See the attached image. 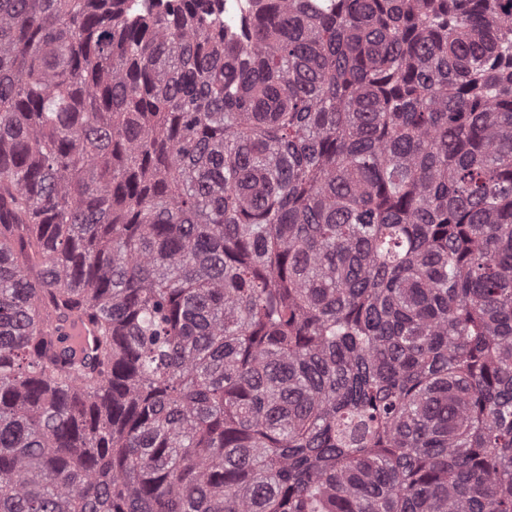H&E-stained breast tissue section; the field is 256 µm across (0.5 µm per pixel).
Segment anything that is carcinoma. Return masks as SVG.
I'll return each instance as SVG.
<instances>
[{"label":"carcinoma","mask_w":512,"mask_h":512,"mask_svg":"<svg viewBox=\"0 0 512 512\" xmlns=\"http://www.w3.org/2000/svg\"><path fill=\"white\" fill-rule=\"evenodd\" d=\"M210 2L0 0V512H512V0ZM62 332L67 336V343L79 358L91 351L97 336L96 325L84 315H74L62 324Z\"/></svg>","instance_id":"1"}]
</instances>
